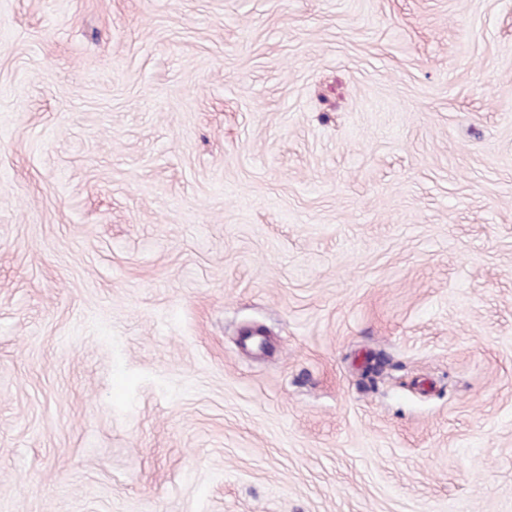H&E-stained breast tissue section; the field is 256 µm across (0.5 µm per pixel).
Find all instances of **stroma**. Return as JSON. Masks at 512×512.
I'll return each instance as SVG.
<instances>
[{
    "instance_id": "obj_1",
    "label": "stroma",
    "mask_w": 512,
    "mask_h": 512,
    "mask_svg": "<svg viewBox=\"0 0 512 512\" xmlns=\"http://www.w3.org/2000/svg\"><path fill=\"white\" fill-rule=\"evenodd\" d=\"M0 512H512V0H0Z\"/></svg>"
}]
</instances>
